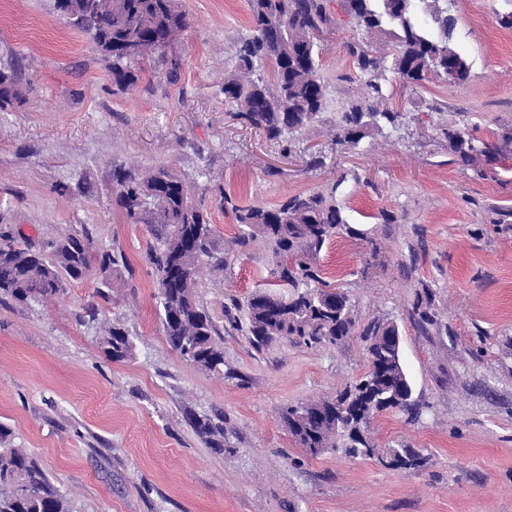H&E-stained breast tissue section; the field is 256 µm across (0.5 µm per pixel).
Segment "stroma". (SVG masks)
I'll return each instance as SVG.
<instances>
[{"mask_svg": "<svg viewBox=\"0 0 512 512\" xmlns=\"http://www.w3.org/2000/svg\"><path fill=\"white\" fill-rule=\"evenodd\" d=\"M179 5L183 38L119 91L54 0H0V63L15 67L20 88L19 102L0 112V234L35 249L84 234L122 270L103 298L91 271L43 304L0 299V423L74 512H512V157L462 166L439 131L453 126L478 146L512 135V28L499 23L512 0H444L468 81L390 78L385 105L405 117L399 134L371 133L345 153L332 143L336 114L362 88L346 45L364 39L389 57L388 38L365 35L330 0L334 23L319 41L327 106L286 152L224 100L250 0ZM159 166L201 200L215 257L235 254L197 278L224 352L220 373L170 347L151 259L162 228L130 223L116 202L114 169ZM332 186L350 230L317 263L348 291L360 322L399 327L421 414L380 412L369 436L378 452L395 443L418 450L417 469L309 455L282 419L285 406L334 396L364 374L360 337L258 349L230 320L234 301L289 290L272 286L264 241L236 254L243 227L221 195L271 206ZM427 294L431 324L415 310ZM104 321L132 338L124 361L104 353ZM206 419L223 426V451L199 433Z\"/></svg>", "mask_w": 512, "mask_h": 512, "instance_id": "stroma-1", "label": "stroma"}]
</instances>
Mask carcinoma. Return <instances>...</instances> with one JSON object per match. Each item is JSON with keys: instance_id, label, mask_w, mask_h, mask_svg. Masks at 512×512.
<instances>
[{"instance_id": "cac0c4a2", "label": "carcinoma", "mask_w": 512, "mask_h": 512, "mask_svg": "<svg viewBox=\"0 0 512 512\" xmlns=\"http://www.w3.org/2000/svg\"><path fill=\"white\" fill-rule=\"evenodd\" d=\"M346 14L368 34L387 36L394 45L391 66L354 41L347 51L363 85L362 96L336 113L334 145L346 151L357 147L371 132L394 133L403 114L384 107L383 81L391 71L405 83H418L433 75L462 83L470 69L451 45L455 19L439 0H341ZM250 34L235 52V71L224 81V97L236 107L237 117L262 129L286 147L308 125L320 119L327 103V85L320 74L319 38L333 23L326 0H250ZM55 8L87 34L108 62L112 85L124 90L135 85L145 63L165 57L166 49L189 27L186 12L176 0H55ZM425 14L438 33L422 26ZM269 71L271 79L261 75ZM20 96L18 84L6 65L0 68V112ZM442 134L463 166L477 156L501 155L498 146L477 148L458 129ZM117 202L134 224H160L163 234L155 252L158 276V314L170 347L184 360L209 371L224 368V352L213 338L214 324L200 304L196 280L202 262L212 257L213 229L206 212L192 197L185 181L160 166L139 173L114 170ZM337 187L328 191L297 193L271 207H240L228 196L237 223L248 231L238 238L245 247L261 236L271 247L274 266L270 275L292 288L288 297L266 292L246 302L247 333L255 345L277 339L311 346L335 342L360 332L366 343L367 368L356 382L336 397L306 405H289L282 418L301 447L314 444L322 452L344 449L352 458L377 453L369 436L354 438L350 430L376 412L397 409L415 418L419 404L404 370L401 348L382 345V336H396L392 321L373 320L357 330L349 296L321 277L314 259L324 245L347 229L336 199ZM119 261L109 252L93 250L79 234L48 244L45 251L21 247L12 237L0 241V296L20 303H43L61 290L64 280H77L94 270L110 288L118 278ZM104 352L114 361L126 359L133 349L127 332L112 325L102 336ZM198 431L216 447H223L224 429L209 420ZM12 430L0 423V512H72L69 500L54 486L38 460L24 448L10 444ZM399 468H416L422 454L399 445Z\"/></svg>"}]
</instances>
